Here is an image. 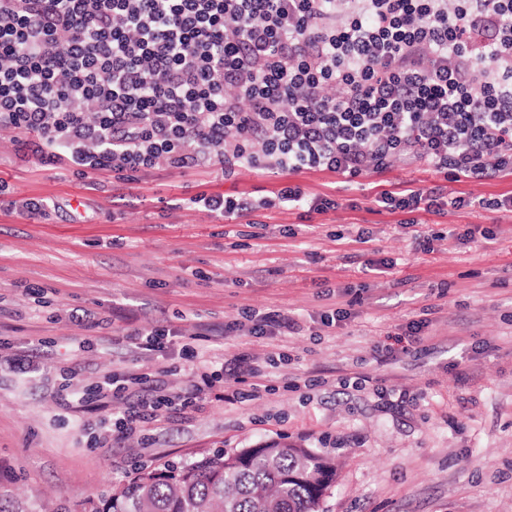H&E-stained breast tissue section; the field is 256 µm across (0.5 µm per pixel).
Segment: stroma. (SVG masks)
I'll list each match as a JSON object with an SVG mask.
<instances>
[{"mask_svg":"<svg viewBox=\"0 0 512 512\" xmlns=\"http://www.w3.org/2000/svg\"><path fill=\"white\" fill-rule=\"evenodd\" d=\"M14 139L0 129V512H85L134 467L284 438L336 463L320 512H512V215L451 208L404 224L374 203L406 181L490 200L512 192V175L457 182L407 163L346 184L307 171L298 183L336 197V210L309 222L274 210L250 224L187 200L268 197L277 175L162 167L132 192L92 190L73 171L20 159ZM30 197L60 209L28 217L18 204ZM249 308L298 329L225 334ZM336 308L347 318L323 326ZM81 310L98 326L75 320ZM160 322L177 330L163 351L114 340ZM414 322L425 341L412 347ZM237 354L265 366L272 391L197 400L119 444L82 430L116 411L93 395L111 372L156 374L178 393L193 361ZM8 355L32 365L7 367Z\"/></svg>","mask_w":512,"mask_h":512,"instance_id":"stroma-1","label":"stroma"}]
</instances>
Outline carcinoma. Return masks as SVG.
<instances>
[{
	"label": "carcinoma",
	"mask_w": 512,
	"mask_h": 512,
	"mask_svg": "<svg viewBox=\"0 0 512 512\" xmlns=\"http://www.w3.org/2000/svg\"><path fill=\"white\" fill-rule=\"evenodd\" d=\"M336 465L301 445L275 441L181 465L137 468L87 512H319Z\"/></svg>",
	"instance_id": "carcinoma-1"
}]
</instances>
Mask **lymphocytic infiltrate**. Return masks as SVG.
<instances>
[{
  "label": "lymphocytic infiltrate",
  "instance_id": "1",
  "mask_svg": "<svg viewBox=\"0 0 512 512\" xmlns=\"http://www.w3.org/2000/svg\"><path fill=\"white\" fill-rule=\"evenodd\" d=\"M0 0V128L18 152L134 190L165 166L328 171L347 182L404 159L444 178L512 173V0ZM379 208L444 214L478 204L442 186L382 190ZM228 219L262 209L336 210L283 184L273 196H191ZM242 356L197 374L178 396L149 375H115L100 419L126 440L164 412L250 377Z\"/></svg>",
  "mask_w": 512,
  "mask_h": 512
}]
</instances>
